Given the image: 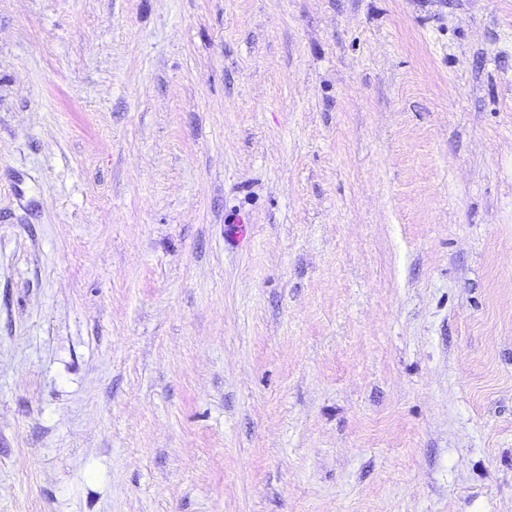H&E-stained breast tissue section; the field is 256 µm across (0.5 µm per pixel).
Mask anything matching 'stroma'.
I'll return each mask as SVG.
<instances>
[{
  "instance_id": "35a3bbf8",
  "label": "stroma",
  "mask_w": 512,
  "mask_h": 512,
  "mask_svg": "<svg viewBox=\"0 0 512 512\" xmlns=\"http://www.w3.org/2000/svg\"><path fill=\"white\" fill-rule=\"evenodd\" d=\"M0 512H512V0H0Z\"/></svg>"
}]
</instances>
